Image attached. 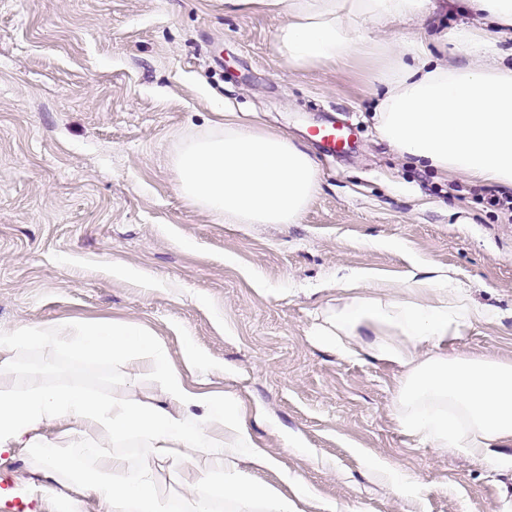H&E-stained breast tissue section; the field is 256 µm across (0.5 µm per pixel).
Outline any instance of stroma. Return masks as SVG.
Here are the masks:
<instances>
[{
	"label": "stroma",
	"mask_w": 512,
	"mask_h": 512,
	"mask_svg": "<svg viewBox=\"0 0 512 512\" xmlns=\"http://www.w3.org/2000/svg\"><path fill=\"white\" fill-rule=\"evenodd\" d=\"M284 22L224 0H0V330L134 324L176 362L191 344L207 390L237 396L273 459L250 477L288 495L305 485L303 512H512V466L402 432L399 367L313 339L353 271L400 283L445 273L498 315L446 353L512 361V222L489 203L500 190L390 149L373 123L379 59L290 70L275 46ZM228 111L318 160L297 223L227 224L180 194L181 142ZM333 121L356 138L330 156L312 132ZM21 367L124 387L101 361L31 352ZM39 479L30 454H1L0 512H55Z\"/></svg>",
	"instance_id": "obj_1"
}]
</instances>
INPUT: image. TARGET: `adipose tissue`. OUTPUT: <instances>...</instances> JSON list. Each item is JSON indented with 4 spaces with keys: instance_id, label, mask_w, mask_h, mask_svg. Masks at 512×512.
<instances>
[{
    "instance_id": "adipose-tissue-1",
    "label": "adipose tissue",
    "mask_w": 512,
    "mask_h": 512,
    "mask_svg": "<svg viewBox=\"0 0 512 512\" xmlns=\"http://www.w3.org/2000/svg\"><path fill=\"white\" fill-rule=\"evenodd\" d=\"M260 6L286 21L276 48L289 68L381 58L373 80L384 92L374 107L381 141L422 169L459 174L512 190V0H462L477 23L445 31L436 0H227ZM416 28L396 44L366 29ZM180 193L228 224H294L319 188L314 156L287 136L253 129L225 113L219 130L186 141L176 155ZM367 272L343 282L345 298L326 315L318 341L343 359L393 363L404 371L395 393L403 432L426 448L505 464L512 446V362L448 356L441 348L492 313L474 305L447 275L407 283H370ZM35 350L109 361L129 387L115 396L79 384H51L23 374ZM185 348L173 362L145 329L114 323L46 322L0 331V454L20 448L48 472L42 490H70L67 512L83 499L99 512H210L214 499L238 512H300L295 499L248 483L241 460L257 468L270 457L255 448L236 398L191 387L205 373ZM147 448L135 461L123 449ZM191 485L182 480L190 467Z\"/></svg>"
}]
</instances>
